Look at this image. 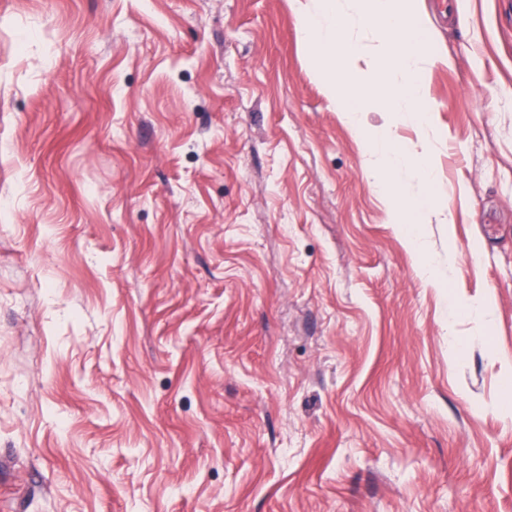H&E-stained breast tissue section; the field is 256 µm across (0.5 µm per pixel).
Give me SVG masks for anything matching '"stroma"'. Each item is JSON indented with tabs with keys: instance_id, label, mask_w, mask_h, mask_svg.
Masks as SVG:
<instances>
[{
	"instance_id": "obj_1",
	"label": "stroma",
	"mask_w": 512,
	"mask_h": 512,
	"mask_svg": "<svg viewBox=\"0 0 512 512\" xmlns=\"http://www.w3.org/2000/svg\"><path fill=\"white\" fill-rule=\"evenodd\" d=\"M415 7L386 194L294 0H0V512H512V0ZM370 153L377 159L372 162L370 173L375 185L390 192L397 182L402 166H411L426 182L435 178L434 166L425 145L408 146L396 140L390 124L374 130L368 138Z\"/></svg>"
}]
</instances>
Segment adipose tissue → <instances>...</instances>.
<instances>
[{
    "label": "adipose tissue",
    "mask_w": 512,
    "mask_h": 512,
    "mask_svg": "<svg viewBox=\"0 0 512 512\" xmlns=\"http://www.w3.org/2000/svg\"><path fill=\"white\" fill-rule=\"evenodd\" d=\"M374 162L370 169L376 186L391 190L402 166H411L424 181L435 178L434 166L427 149L409 146L396 140L389 127L374 130L368 138Z\"/></svg>",
    "instance_id": "ef3b65f1"
}]
</instances>
